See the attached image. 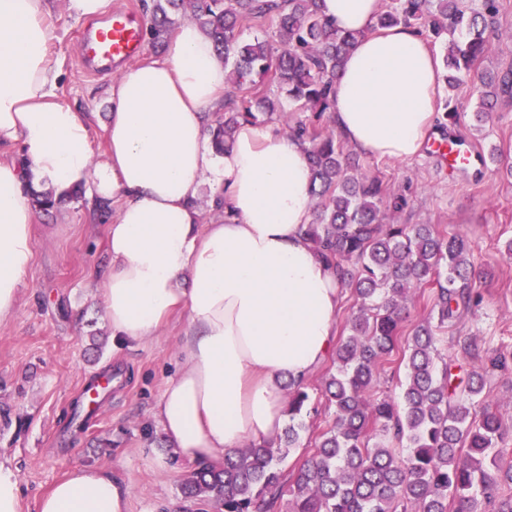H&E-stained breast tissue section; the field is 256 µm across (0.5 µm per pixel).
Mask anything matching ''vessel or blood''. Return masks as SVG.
Returning <instances> with one entry per match:
<instances>
[{
	"label": "vessel or blood",
	"instance_id": "b4317fda",
	"mask_svg": "<svg viewBox=\"0 0 512 512\" xmlns=\"http://www.w3.org/2000/svg\"><path fill=\"white\" fill-rule=\"evenodd\" d=\"M132 10H116L99 21L84 24L80 39V61L91 74L111 72L113 66L132 61L142 44L143 30L135 25ZM438 150L449 170L473 162L477 151L456 141L440 143Z\"/></svg>",
	"mask_w": 512,
	"mask_h": 512
}]
</instances>
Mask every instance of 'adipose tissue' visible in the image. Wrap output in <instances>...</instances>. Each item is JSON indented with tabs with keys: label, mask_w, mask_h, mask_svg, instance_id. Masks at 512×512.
<instances>
[{
	"label": "adipose tissue",
	"mask_w": 512,
	"mask_h": 512,
	"mask_svg": "<svg viewBox=\"0 0 512 512\" xmlns=\"http://www.w3.org/2000/svg\"><path fill=\"white\" fill-rule=\"evenodd\" d=\"M382 0H322L336 28L358 32L335 86L332 122L355 149L406 161L433 128L442 60L416 29H376ZM44 0H0V148L20 144L34 183L91 180L89 197L118 205L107 227L103 313L118 343L157 337L185 316L177 369L154 409L189 463L220 465L245 440L277 441L283 380L301 382L336 347L343 300L336 271L304 234L313 215L305 146L267 123L240 125L216 153L204 114L227 89L224 58L192 22L164 60L122 70L109 87L108 153L91 159L88 117L58 100ZM233 216L202 223V181ZM35 212L22 172L0 160V324L16 310L35 259ZM188 279V290L178 283ZM127 486L77 468L39 512H128Z\"/></svg>",
	"instance_id": "1"
}]
</instances>
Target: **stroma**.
Here are the masks:
<instances>
[{
	"label": "stroma",
	"mask_w": 512,
	"mask_h": 512,
	"mask_svg": "<svg viewBox=\"0 0 512 512\" xmlns=\"http://www.w3.org/2000/svg\"><path fill=\"white\" fill-rule=\"evenodd\" d=\"M46 2L52 59L60 72L56 93L89 116L90 150L97 163L107 150L108 88L118 75L90 76L81 70V19L68 12L66 0ZM475 84L474 76L465 74L451 91L464 115L461 132L482 152L512 149V104L497 106L483 131L472 127ZM360 164L363 172L409 197L398 223L433 224L470 241L483 301L474 313L439 331L442 355L459 356L463 336L483 355L512 353V257L504 250L512 239V180L492 167L447 174L429 147L407 161L364 155ZM107 224L79 203L36 214L35 260L14 317L0 325V464L19 477L23 512H38L39 497L83 466L109 471L129 485V512H212L182 498L179 486L194 466L165 440L152 415L175 370L183 320L173 318L151 342L113 343L103 314ZM334 369L333 361H326L307 379L317 412L306 418L301 444L286 457L284 472L312 452L332 416L322 389ZM108 371L116 374L111 396L84 433L63 441L64 412L91 375Z\"/></svg>",
	"instance_id": "stroma-1"
}]
</instances>
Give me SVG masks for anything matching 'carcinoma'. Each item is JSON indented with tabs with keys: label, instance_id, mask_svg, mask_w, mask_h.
Segmentation results:
<instances>
[{
	"label": "carcinoma",
	"instance_id": "carcinoma-1",
	"mask_svg": "<svg viewBox=\"0 0 512 512\" xmlns=\"http://www.w3.org/2000/svg\"><path fill=\"white\" fill-rule=\"evenodd\" d=\"M500 8L501 0H480L476 9L467 0H395L377 26L448 33L446 82L463 70L477 73L480 125L512 94V70L479 71ZM150 15L146 35L155 50L188 15L224 54L230 91L206 128L217 152L237 126L258 121L305 144L315 200L305 235L335 267L355 308L336 345V372L324 382L333 422L303 463L287 476L281 469L287 451L299 447L304 417L316 412L299 384L288 393V427L277 447L250 443L226 454L222 466L198 467L181 484L182 495L209 502L215 512H271L285 491L288 512H512V495L504 492L512 460L502 465L512 448L500 447L508 424L484 395L488 376L512 357H484L468 337L459 341L460 359H445L436 346L435 328L481 301L469 242L432 224L384 223L385 211H403L407 198L378 176L357 173L359 160L331 124L332 90L359 33L330 24L320 0H151ZM265 21L272 32L240 39L246 24ZM267 85L284 93L289 107ZM72 200H85L83 187L33 193L43 211ZM417 288L432 289L434 305L409 329L407 302ZM396 355L407 371L400 395L369 398L383 364ZM87 424L74 402L64 431ZM403 442L401 456L394 445Z\"/></svg>",
	"mask_w": 512,
	"mask_h": 512
}]
</instances>
